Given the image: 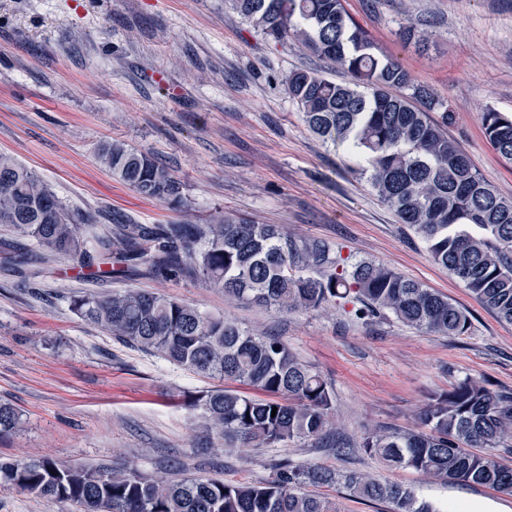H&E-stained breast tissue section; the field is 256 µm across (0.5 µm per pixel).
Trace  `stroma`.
Wrapping results in <instances>:
<instances>
[{
  "instance_id": "stroma-1",
  "label": "stroma",
  "mask_w": 512,
  "mask_h": 512,
  "mask_svg": "<svg viewBox=\"0 0 512 512\" xmlns=\"http://www.w3.org/2000/svg\"><path fill=\"white\" fill-rule=\"evenodd\" d=\"M349 14L415 83L448 104L450 134L483 177L512 199V163L487 142L481 111L512 113V0H345ZM413 27L414 39L403 37ZM331 68L295 41H265L226 0H0V154L33 170L110 236L118 225L208 224L214 216L283 224L342 257L386 264L471 314L459 337L393 317L365 324L350 306L266 311L225 299L188 274L75 278L73 261L0 224V400L22 423L0 460L133 463L147 474L263 481L282 460L398 482L441 512H512V496L388 467L358 443L370 428H409L432 393L465 379L512 392V325L482 308L429 257L359 172L348 148L310 131L278 78ZM148 153L178 178L187 210L146 199L97 160L105 141ZM25 254L23 274L12 270ZM150 291L280 337L335 393L338 454L315 441L210 449L190 397L204 374L125 345L77 316L71 297ZM0 512H79L75 504L0 490Z\"/></svg>"
}]
</instances>
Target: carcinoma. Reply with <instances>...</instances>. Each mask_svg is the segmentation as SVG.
I'll return each mask as SVG.
<instances>
[{"mask_svg":"<svg viewBox=\"0 0 512 512\" xmlns=\"http://www.w3.org/2000/svg\"><path fill=\"white\" fill-rule=\"evenodd\" d=\"M229 2L265 40L294 38L349 75L340 84L296 69L281 83L313 133L360 156V174L400 223L420 235L432 260L485 309L512 324V200L497 193L450 137L448 106L378 49L343 0ZM481 121L493 150L512 163V113L487 108ZM98 157L141 197L184 205L182 184L153 156L113 141L101 145ZM92 223V216L69 209L34 171L0 155V224L55 255L78 258V274L110 279L112 270L102 268L88 253V241L73 232L75 224ZM96 243L103 256L115 251L156 274L195 273L225 295L266 310H314L340 301L352 304L356 319L366 323L390 314L408 327L446 336H463L471 327L469 311L448 297L383 264L349 265L328 244L298 241L281 224L221 214L209 224L166 230L130 224L128 232ZM70 305L131 347L263 393L261 398L217 388L188 403L221 442L274 448L332 433V387L273 336L138 289L77 295ZM19 422L13 405L0 402V438ZM509 441L512 393L467 379L432 396L418 429L372 430L361 447L392 468L429 480L512 495V466L500 455ZM336 484L355 499L391 504V512H438L402 485L288 460L265 482L235 483L151 477L135 465L116 469L47 456L0 461V490L70 501L79 512H338L329 498L304 492Z\"/></svg>","mask_w":512,"mask_h":512,"instance_id":"carcinoma-1","label":"carcinoma"}]
</instances>
